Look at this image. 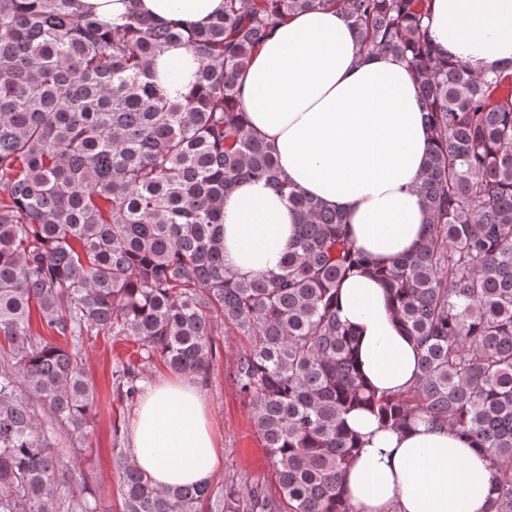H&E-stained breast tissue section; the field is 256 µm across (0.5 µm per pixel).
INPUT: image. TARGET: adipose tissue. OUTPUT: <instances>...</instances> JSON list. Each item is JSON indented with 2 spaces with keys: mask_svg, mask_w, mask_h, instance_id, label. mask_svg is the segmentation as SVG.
I'll return each instance as SVG.
<instances>
[{
  "mask_svg": "<svg viewBox=\"0 0 512 512\" xmlns=\"http://www.w3.org/2000/svg\"><path fill=\"white\" fill-rule=\"evenodd\" d=\"M114 20L128 8L161 22L202 27L224 0H76ZM429 35L452 59L494 75L512 63V0H432ZM197 61L169 46L153 68L172 95L186 94ZM241 102L252 128L275 148L292 184L342 210L356 248L386 264L422 241L427 210L416 182L430 143L407 59L360 54L345 16L310 9L276 26L243 73ZM297 232L296 212L265 182L240 185L224 202V266L240 277L278 271ZM338 315L358 336V364L378 392L417 378L419 350L390 312L382 285L355 273L340 284ZM361 446L343 476L355 512H487L491 461L427 422L380 428L352 412ZM131 456L153 485L209 480L220 457L205 391L192 376L149 385L130 423Z\"/></svg>",
  "mask_w": 512,
  "mask_h": 512,
  "instance_id": "obj_1",
  "label": "adipose tissue"
}]
</instances>
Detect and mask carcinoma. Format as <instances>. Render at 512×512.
<instances>
[{"mask_svg":"<svg viewBox=\"0 0 512 512\" xmlns=\"http://www.w3.org/2000/svg\"><path fill=\"white\" fill-rule=\"evenodd\" d=\"M73 2L0 0V512H98L73 456L96 406L85 337L140 343V362L115 371L132 403L155 357L207 381L226 327L244 340L231 381L274 488H158L115 448L121 512H351L345 416L359 407L472 440L497 467L490 512H512V72L439 55L430 0H224L188 32L134 11L109 24ZM319 6L342 11L361 51L408 59L433 141L417 183L425 239L372 268L420 348L404 392L366 387L336 315L340 281L367 264L343 214L292 187L238 107L262 41ZM175 42L198 63L180 99L151 70ZM251 179L294 206L297 237L278 272L241 278L224 268V201ZM34 312L65 345L32 334Z\"/></svg>","mask_w":512,"mask_h":512,"instance_id":"cac0c4a2","label":"carcinoma"}]
</instances>
